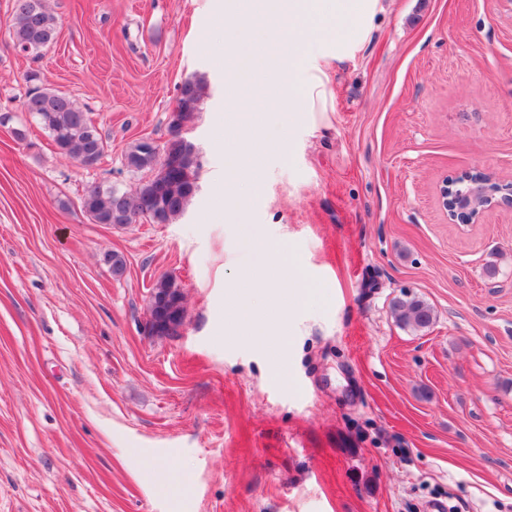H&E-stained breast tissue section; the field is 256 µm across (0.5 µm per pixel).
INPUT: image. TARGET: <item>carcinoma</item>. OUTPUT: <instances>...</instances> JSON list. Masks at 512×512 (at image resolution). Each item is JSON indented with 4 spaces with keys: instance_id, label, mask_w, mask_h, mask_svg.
I'll return each instance as SVG.
<instances>
[{
    "instance_id": "cac0c4a2",
    "label": "carcinoma",
    "mask_w": 512,
    "mask_h": 512,
    "mask_svg": "<svg viewBox=\"0 0 512 512\" xmlns=\"http://www.w3.org/2000/svg\"><path fill=\"white\" fill-rule=\"evenodd\" d=\"M11 29L16 47L39 55L55 41L57 20L44 0H16ZM29 81L36 86L30 88L23 108L38 118L58 153L83 168H90L92 161L101 160L105 144L90 113L66 93L37 85L38 75H31ZM205 87L203 79H190L180 87L179 98L187 97L197 106L203 99ZM170 146L183 160L184 170L177 174L171 175L165 170V157L160 155L159 147H151L142 140L128 151L125 161L134 172H150L147 178L130 191L100 185L88 188L81 206L92 223L121 224V210L150 220L149 212L156 207L163 210L164 224L181 217L197 193L198 151L186 137L170 142ZM151 291L182 294L175 279L168 276L159 278ZM392 310L401 326L416 331L429 328L434 321L433 308L415 296L395 300Z\"/></svg>"
}]
</instances>
